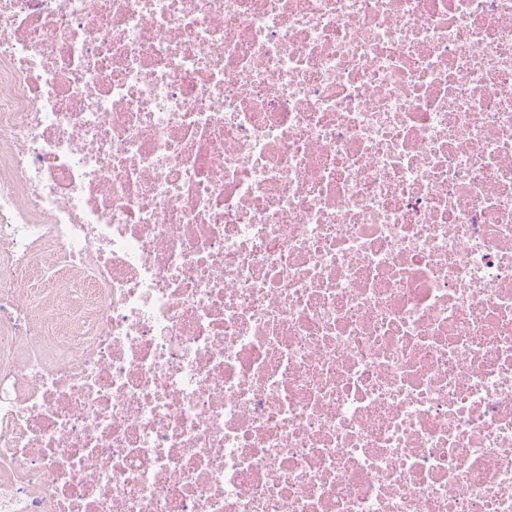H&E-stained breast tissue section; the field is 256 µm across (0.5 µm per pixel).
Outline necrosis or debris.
Wrapping results in <instances>:
<instances>
[{"label": "necrosis or debris", "instance_id": "1", "mask_svg": "<svg viewBox=\"0 0 512 512\" xmlns=\"http://www.w3.org/2000/svg\"><path fill=\"white\" fill-rule=\"evenodd\" d=\"M0 512H512V0H0Z\"/></svg>", "mask_w": 512, "mask_h": 512}]
</instances>
